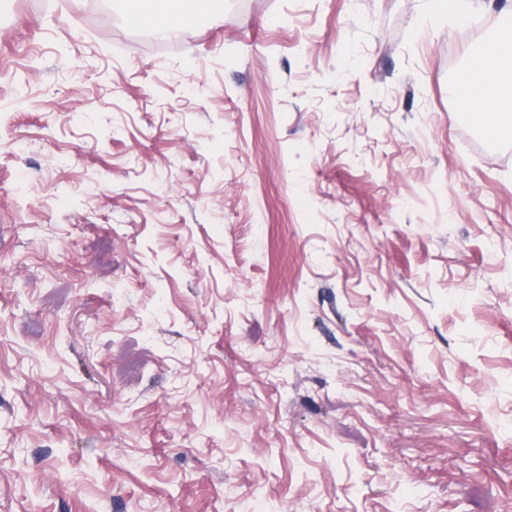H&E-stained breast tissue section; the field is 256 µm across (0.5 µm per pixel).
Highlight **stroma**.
<instances>
[{"label":"stroma","instance_id":"obj_1","mask_svg":"<svg viewBox=\"0 0 512 512\" xmlns=\"http://www.w3.org/2000/svg\"><path fill=\"white\" fill-rule=\"evenodd\" d=\"M0 0V512H512V0ZM131 14L135 20H152L158 16L165 4H173L175 1L163 0H131ZM482 57L493 60L491 65H484L479 62ZM460 83H470L480 85L486 81H496L499 84V93L497 98L481 103L475 108L483 118V125L498 129V136L511 139L512 124H500L501 107L504 104H512V45L506 48L496 38L486 40L478 55L473 57L463 76L459 79Z\"/></svg>","mask_w":512,"mask_h":512}]
</instances>
